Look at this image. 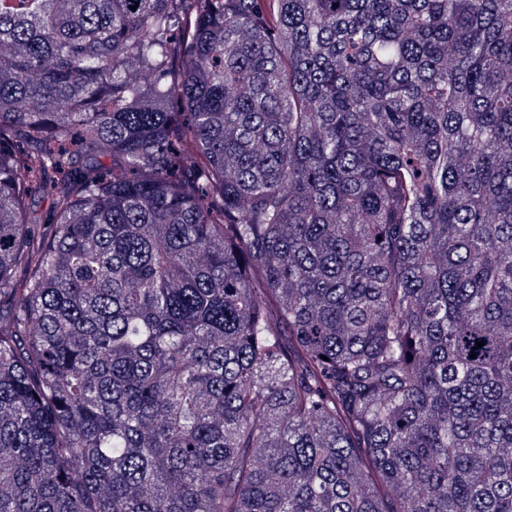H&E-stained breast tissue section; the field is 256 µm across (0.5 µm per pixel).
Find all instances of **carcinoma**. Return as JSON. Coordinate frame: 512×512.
Instances as JSON below:
<instances>
[{
    "label": "carcinoma",
    "mask_w": 512,
    "mask_h": 512,
    "mask_svg": "<svg viewBox=\"0 0 512 512\" xmlns=\"http://www.w3.org/2000/svg\"><path fill=\"white\" fill-rule=\"evenodd\" d=\"M0 512H512V0H0Z\"/></svg>",
    "instance_id": "cac0c4a2"
}]
</instances>
